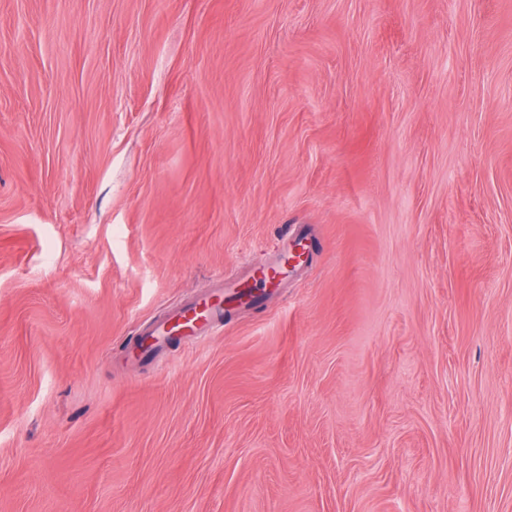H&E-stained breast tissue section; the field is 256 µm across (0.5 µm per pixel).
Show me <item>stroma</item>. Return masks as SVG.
I'll return each instance as SVG.
<instances>
[{"mask_svg": "<svg viewBox=\"0 0 512 512\" xmlns=\"http://www.w3.org/2000/svg\"><path fill=\"white\" fill-rule=\"evenodd\" d=\"M0 512H512V0H0ZM224 280L218 281L217 287L207 293L199 301L172 312L167 318L156 321L144 327L138 337H142L139 344L142 355H149L173 343L186 341L201 334H213L224 327L225 303ZM189 318L187 322H180L173 327L174 322ZM179 327H186L184 331L177 332ZM181 333L180 336H173Z\"/></svg>", "mask_w": 512, "mask_h": 512, "instance_id": "35a3bbf8", "label": "stroma"}]
</instances>
